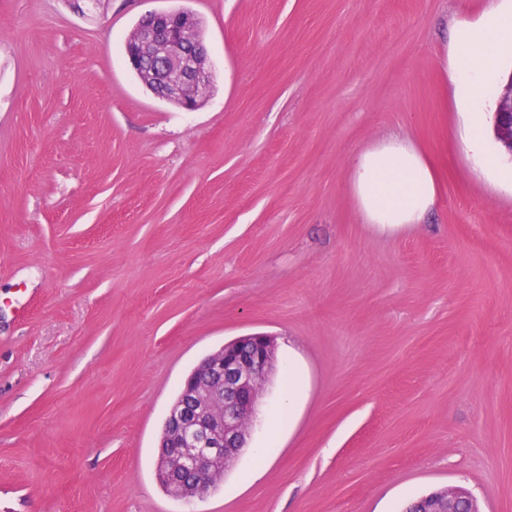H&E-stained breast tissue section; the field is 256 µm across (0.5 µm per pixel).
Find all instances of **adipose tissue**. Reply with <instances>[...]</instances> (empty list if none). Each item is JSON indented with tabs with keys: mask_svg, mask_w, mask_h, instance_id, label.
Returning a JSON list of instances; mask_svg holds the SVG:
<instances>
[{
	"mask_svg": "<svg viewBox=\"0 0 512 512\" xmlns=\"http://www.w3.org/2000/svg\"><path fill=\"white\" fill-rule=\"evenodd\" d=\"M508 47H512V10L490 0L478 19L456 26L446 73L456 103L477 117L467 133L473 157L500 178L512 180V169L499 167L478 120L486 108L480 91L496 80L497 62ZM350 179L366 219L384 229L420 223L438 192L430 164L413 146L397 140L354 157Z\"/></svg>",
	"mask_w": 512,
	"mask_h": 512,
	"instance_id": "obj_1",
	"label": "adipose tissue"
}]
</instances>
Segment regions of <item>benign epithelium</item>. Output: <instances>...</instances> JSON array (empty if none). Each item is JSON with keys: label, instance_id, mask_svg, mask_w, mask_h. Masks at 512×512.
I'll use <instances>...</instances> for the list:
<instances>
[{"label": "benign epithelium", "instance_id": "benign-epithelium-1", "mask_svg": "<svg viewBox=\"0 0 512 512\" xmlns=\"http://www.w3.org/2000/svg\"><path fill=\"white\" fill-rule=\"evenodd\" d=\"M197 26L186 9L142 16L125 44L130 68L158 98L193 111L212 83L203 40L188 42ZM497 137L512 155V79L496 112ZM275 338L255 333L230 341L204 358L170 406L158 443L156 479L184 502L204 497L246 445L265 383L276 369ZM406 512H481L472 493L455 487L433 492Z\"/></svg>", "mask_w": 512, "mask_h": 512}]
</instances>
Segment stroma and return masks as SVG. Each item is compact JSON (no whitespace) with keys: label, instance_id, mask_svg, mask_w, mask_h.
Masks as SVG:
<instances>
[{"label":"stroma","instance_id":"35a3bbf8","mask_svg":"<svg viewBox=\"0 0 512 512\" xmlns=\"http://www.w3.org/2000/svg\"><path fill=\"white\" fill-rule=\"evenodd\" d=\"M488 2L0 0V512H401L452 486L512 512V184L469 158L442 65ZM182 8L213 72L191 112L123 54ZM392 135L439 193L384 230L349 162ZM254 333L277 367L248 444L175 500L169 406Z\"/></svg>","mask_w":512,"mask_h":512}]
</instances>
